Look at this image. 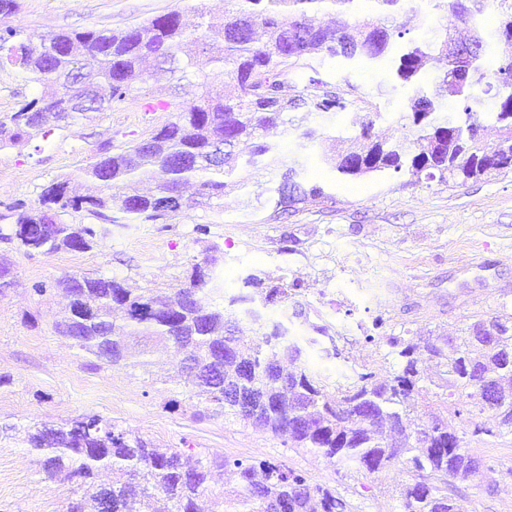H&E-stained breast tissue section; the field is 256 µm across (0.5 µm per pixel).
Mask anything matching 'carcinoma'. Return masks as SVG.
<instances>
[{
	"label": "carcinoma",
	"instance_id": "carcinoma-1",
	"mask_svg": "<svg viewBox=\"0 0 512 512\" xmlns=\"http://www.w3.org/2000/svg\"><path fill=\"white\" fill-rule=\"evenodd\" d=\"M361 2L224 0V14L217 18L200 2L193 22L175 8L117 32L61 31L39 39L19 26L1 25L0 65L18 68L35 92L0 116V149L141 98L147 59L176 77L187 98L145 103L146 112H170L168 122L145 137L146 145L136 142L116 152L104 147L79 174L46 185L38 205L22 212L8 207L16 212L15 224L0 239L44 254L86 251L118 223L111 215L114 203L134 220L156 222L170 211L212 206L240 185L238 171L247 167L280 169L267 222L287 219L298 204L331 200L307 180L304 164L287 165L276 156L278 145L267 132L289 123L290 112L331 119L348 110L345 94L320 77L325 58L380 61L392 54L404 37L396 14L410 0H370L371 19L353 11ZM324 5L341 15L332 25L311 17ZM434 7L472 29L471 35L458 39L447 32L402 46L395 79L419 87L403 115L406 134L381 138L380 113H374L355 136L362 148L331 158L338 174L409 171L444 182L512 169V80L501 78L503 69L512 70V0H482L478 9L472 0H435ZM491 7L501 15L494 38L503 51L489 64V41L475 19ZM298 74L307 75V82L290 97L288 85ZM480 87L492 94L490 115L499 124L494 144L476 134L484 119L473 110ZM443 96L454 98L455 111H441ZM84 183L97 185L100 194H81ZM189 183L197 191L186 198ZM158 196L173 201L170 210L155 203ZM70 211H83L98 223L68 224L62 216ZM212 263L194 265L172 301L150 289L134 293L112 277L82 275L79 284L70 278L68 313L57 329L112 365L125 360L131 340L142 344L145 355L155 343L178 351L189 346L197 368L193 395L212 411L369 474L404 462L413 474L400 492L403 512H464L448 494V480H466L481 462L448 428V414H461L462 406L475 417L490 413L497 428L512 433V313L476 320L461 336L410 341L399 351L405 365L393 378L362 373L330 393L301 362L298 338L288 335L283 322L264 321L250 294L240 291L216 303L221 286ZM241 318L257 326L252 343L229 334V323ZM424 353L439 360L445 378L435 403L420 413L415 397ZM226 387L244 389L254 403L244 409L224 402ZM28 442L46 479L63 475L82 492L68 512H208L207 482L214 468L236 477L226 491V512L348 510L336 491L279 462L201 456L191 464L180 450L157 448L98 415L62 426L45 423ZM103 470L117 475L109 486L96 483Z\"/></svg>",
	"mask_w": 512,
	"mask_h": 512
}]
</instances>
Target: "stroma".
Segmentation results:
<instances>
[{"instance_id":"35a3bbf8","label":"stroma","mask_w":512,"mask_h":512,"mask_svg":"<svg viewBox=\"0 0 512 512\" xmlns=\"http://www.w3.org/2000/svg\"><path fill=\"white\" fill-rule=\"evenodd\" d=\"M13 24L43 36L59 31H117L195 0H21ZM408 38L425 40L455 20L421 0L398 18ZM392 63L326 59L322 77L351 83L363 104L324 124L316 115L277 131L284 158L302 156L310 181L326 185L331 201L297 205L288 220L268 223L263 205L271 174L250 170L246 185L220 206L170 214L163 223L113 226L83 252H28L0 240V264L14 285L0 297V512H63L75 497L70 482L45 481L26 441L28 430L82 415L139 432L161 448L193 457L271 460L335 489L351 512H402L399 491L407 466L364 474L289 447L239 419L207 410L177 377L179 354L158 347L152 365L137 358L112 365L89 361L55 325L67 298L60 282L86 274L112 277L127 287L172 294L195 264L215 259L225 288L238 290L248 275L272 277L288 290L284 300L256 299L264 314L287 321L305 340L303 355L328 388L372 372L398 374L400 344L420 336H458L479 318L512 313V170L445 183L401 173L342 179L321 160L330 130L353 135L372 111L387 134L402 133L411 89L393 82ZM165 112L143 111L133 101L92 121L0 150V227L8 207L35 205L49 182L96 160L102 146L126 147L164 124ZM206 232H198V225ZM46 294L34 292L35 284ZM463 445L483 467L468 481L450 483L466 512H512V434L491 435V415L470 422L449 417ZM483 434H475V427Z\"/></svg>"}]
</instances>
